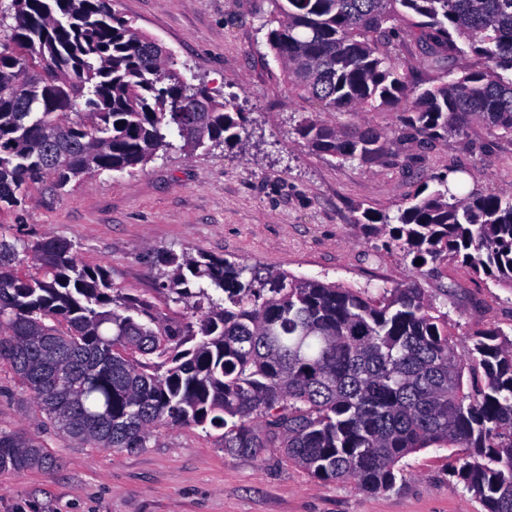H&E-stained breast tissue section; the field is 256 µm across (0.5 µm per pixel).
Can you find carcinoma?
<instances>
[{
	"label": "carcinoma",
	"mask_w": 512,
	"mask_h": 512,
	"mask_svg": "<svg viewBox=\"0 0 512 512\" xmlns=\"http://www.w3.org/2000/svg\"><path fill=\"white\" fill-rule=\"evenodd\" d=\"M267 45L288 84L321 112L400 111L402 137L423 150L479 122L512 138V0H272ZM116 0H11L0 42V208L32 184L63 191L89 173L133 172L170 138L196 150L242 141L247 115L187 82L171 53L115 9ZM443 79L400 72L401 32ZM470 53L482 68L462 74ZM76 115L73 120L70 115ZM297 135L340 162L384 158L392 134L311 115ZM423 186L390 218L368 209L414 269L451 257L512 290V193ZM0 237V365L56 431L91 448L139 451L160 426H210L224 451L282 448L317 480L385 492L400 462L462 448L455 477L484 508L512 512V339L468 333L458 351L448 314L415 282L372 297L222 258L159 255L171 301L201 308L197 325L114 288L103 265L44 236ZM423 263H416L417 259ZM222 291L215 299L208 289ZM36 435L0 430V472L56 467Z\"/></svg>",
	"instance_id": "1"
}]
</instances>
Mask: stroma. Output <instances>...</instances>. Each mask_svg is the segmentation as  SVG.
<instances>
[{
	"mask_svg": "<svg viewBox=\"0 0 512 512\" xmlns=\"http://www.w3.org/2000/svg\"><path fill=\"white\" fill-rule=\"evenodd\" d=\"M136 28L172 53L186 80L216 100L236 93L249 123L241 145L158 151L144 169L91 174L65 194L27 189L0 210V235L70 240L79 258L110 268L121 293L148 299L183 322L192 312L158 287L155 257L208 255L380 295L416 280L448 314L456 338L480 326L512 329V291L444 260L416 271L395 249L366 242L363 209L397 215L437 175L471 190L512 191V139L471 124L450 145L420 151L403 141L372 164L341 163L306 146L299 121L317 106L293 92L267 46L271 0H117ZM0 429L41 436L53 471L0 472V512H484L451 472L459 448H427L402 461L385 492L323 483L283 449L225 454L218 430L159 427L147 448H87L55 434L35 400L0 368Z\"/></svg>",
	"mask_w": 512,
	"mask_h": 512,
	"instance_id": "1",
	"label": "stroma"
}]
</instances>
